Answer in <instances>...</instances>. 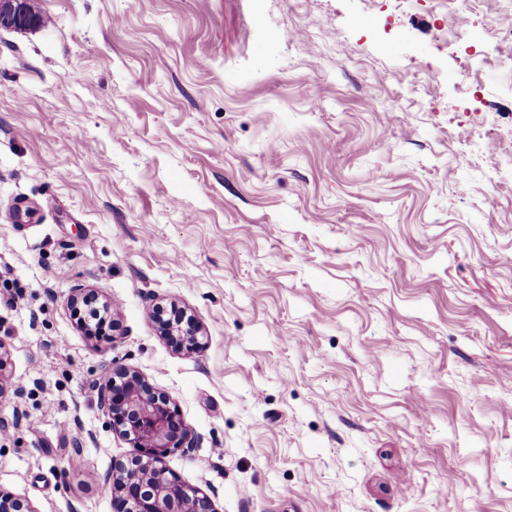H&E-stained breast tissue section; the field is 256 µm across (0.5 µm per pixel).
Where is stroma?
Here are the masks:
<instances>
[{
  "mask_svg": "<svg viewBox=\"0 0 512 512\" xmlns=\"http://www.w3.org/2000/svg\"><path fill=\"white\" fill-rule=\"evenodd\" d=\"M31 6L0 28V491L115 512L138 451L94 387L125 367L215 512H512V0ZM170 316L167 321H163L165 336H169L187 353H193L198 348L197 328L188 321L186 328L182 326L186 322V315L178 308L171 309Z\"/></svg>",
  "mask_w": 512,
  "mask_h": 512,
  "instance_id": "obj_1",
  "label": "stroma"
}]
</instances>
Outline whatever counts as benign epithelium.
I'll return each instance as SVG.
<instances>
[{
  "instance_id": "7a95c632",
  "label": "benign epithelium",
  "mask_w": 512,
  "mask_h": 512,
  "mask_svg": "<svg viewBox=\"0 0 512 512\" xmlns=\"http://www.w3.org/2000/svg\"><path fill=\"white\" fill-rule=\"evenodd\" d=\"M39 25L28 0H0V27L26 30ZM164 334L188 353L198 348L197 328L177 308L164 322ZM123 391L114 381L98 386L99 407L112 420V428L141 454L132 462L112 465V486L119 512H214L210 499L166 470L165 459L177 450L194 447V438L170 400L155 391L136 371L121 369ZM0 512H36L10 495L0 494Z\"/></svg>"
}]
</instances>
